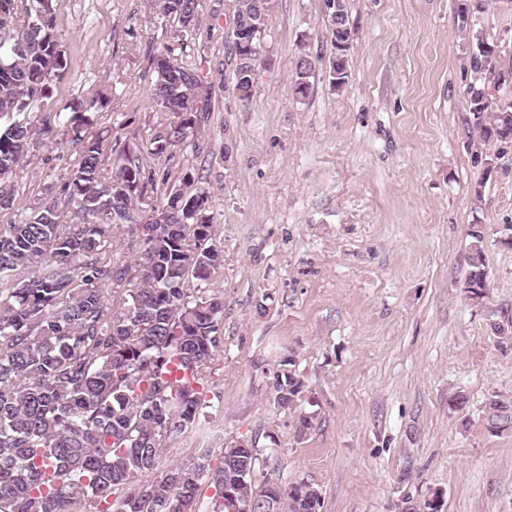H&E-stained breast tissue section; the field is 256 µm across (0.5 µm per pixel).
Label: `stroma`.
<instances>
[{
  "label": "stroma",
  "mask_w": 512,
  "mask_h": 512,
  "mask_svg": "<svg viewBox=\"0 0 512 512\" xmlns=\"http://www.w3.org/2000/svg\"><path fill=\"white\" fill-rule=\"evenodd\" d=\"M203 13L186 32L150 0H62L65 70L37 112L57 144L17 172L0 224L58 198L78 160L61 132L74 103L88 105L107 166L148 146L166 119L151 52L182 45L211 110L174 160L146 163L173 179L194 169L211 188L224 344L205 372L209 408L159 468L204 448L219 465L227 441L248 437L279 481L319 488L318 512H402L436 497L441 512H512V436L490 435L481 413L489 392L512 394V350L489 328L512 311V248L499 242L512 225V146L480 140L458 0H352L345 87L319 70L301 100L290 89L299 50L332 52L323 0H274L248 102L232 87L230 0H204ZM476 27L512 66V5L489 0ZM472 224L486 228L479 302L463 288ZM290 352L306 382L298 412L316 416L302 440L297 412L265 398L266 370Z\"/></svg>",
  "instance_id": "stroma-1"
}]
</instances>
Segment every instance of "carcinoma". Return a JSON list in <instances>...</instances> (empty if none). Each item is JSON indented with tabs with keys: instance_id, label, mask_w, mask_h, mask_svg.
<instances>
[{
	"instance_id": "cac0c4a2",
	"label": "carcinoma",
	"mask_w": 512,
	"mask_h": 512,
	"mask_svg": "<svg viewBox=\"0 0 512 512\" xmlns=\"http://www.w3.org/2000/svg\"><path fill=\"white\" fill-rule=\"evenodd\" d=\"M159 16L186 30L202 22L203 0H154ZM60 0H0V115L23 116L0 127V214L13 209L11 179L34 150L52 143V128L26 118L29 106L46 99L65 68L55 33ZM328 13L333 55L326 61L306 51L294 66L291 93L305 98L310 73L323 65L330 87L348 80L353 32L347 18ZM240 15L226 42L235 59L260 64L267 22ZM472 71L497 73L493 91L472 84L470 102L487 120L486 142L512 143V74L497 72L498 46L481 31ZM152 99L171 121L150 140L147 153L161 155L171 141L182 144L198 115L210 110L208 87L195 68L168 44L155 47ZM255 79L233 69V90L248 101ZM82 106L64 121L76 146L77 164L60 194L71 206L70 223L54 200L0 225V512H195L203 482L215 489L212 512H316L320 492L310 482L286 485L260 469L256 441L227 443L213 468L204 452L172 464L156 476L167 444L196 424L207 408L204 372L223 346L224 296L212 278L224 265L210 213L212 192L187 168L156 200H144L155 170L128 155L106 175L101 140L86 135ZM175 212L182 224L145 222L146 209ZM125 226L139 246L133 262L108 256L114 228ZM464 289L484 291L485 230L468 226ZM123 289L118 308L111 294ZM496 342L512 343V314L490 324ZM267 401L276 409L297 407L305 386L295 355L269 372ZM301 412L296 437L315 426ZM485 429L512 435V395L488 394ZM107 504L106 510L99 505Z\"/></svg>"
}]
</instances>
